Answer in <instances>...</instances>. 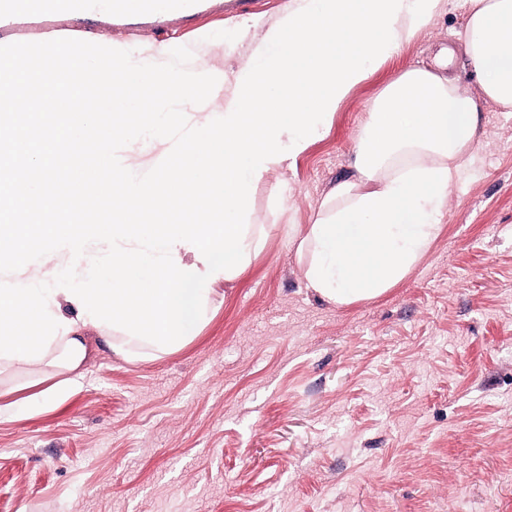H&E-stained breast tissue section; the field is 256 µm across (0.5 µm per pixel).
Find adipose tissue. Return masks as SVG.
<instances>
[{
	"mask_svg": "<svg viewBox=\"0 0 512 512\" xmlns=\"http://www.w3.org/2000/svg\"><path fill=\"white\" fill-rule=\"evenodd\" d=\"M445 0H403L395 24L411 42ZM464 52L478 93L416 64L365 107L350 173L324 195L313 224L294 231L305 277L342 306L372 299L403 280L436 240L448 190L468 166L483 105L512 110V0H462ZM89 316L55 338L57 361L78 370L88 358Z\"/></svg>",
	"mask_w": 512,
	"mask_h": 512,
	"instance_id": "1",
	"label": "adipose tissue"
}]
</instances>
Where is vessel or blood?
Masks as SVG:
<instances>
[{
    "label": "vessel or blood",
    "instance_id": "1",
    "mask_svg": "<svg viewBox=\"0 0 512 512\" xmlns=\"http://www.w3.org/2000/svg\"><path fill=\"white\" fill-rule=\"evenodd\" d=\"M98 0H0V15L22 17L41 16L40 25L18 26L11 29L10 42H43L52 40L57 29L58 17L75 12L78 8H90ZM108 16L124 17L138 15L144 18L156 16L158 11H165L167 16L179 17L196 8L194 0H107Z\"/></svg>",
    "mask_w": 512,
    "mask_h": 512
}]
</instances>
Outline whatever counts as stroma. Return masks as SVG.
I'll use <instances>...</instances> for the list:
<instances>
[{
    "label": "stroma",
    "mask_w": 512,
    "mask_h": 512,
    "mask_svg": "<svg viewBox=\"0 0 512 512\" xmlns=\"http://www.w3.org/2000/svg\"><path fill=\"white\" fill-rule=\"evenodd\" d=\"M213 3L179 22L67 15L59 35L107 21L113 42L185 46L230 80L289 0H260L247 29ZM463 27L446 0L289 160L287 197L252 189L264 246L188 343L132 359L93 331L79 373L0 372V512H512V112L485 106L437 239L385 294L326 301L288 236L349 174L364 108L400 72L448 47L468 80Z\"/></svg>",
    "instance_id": "obj_1"
}]
</instances>
